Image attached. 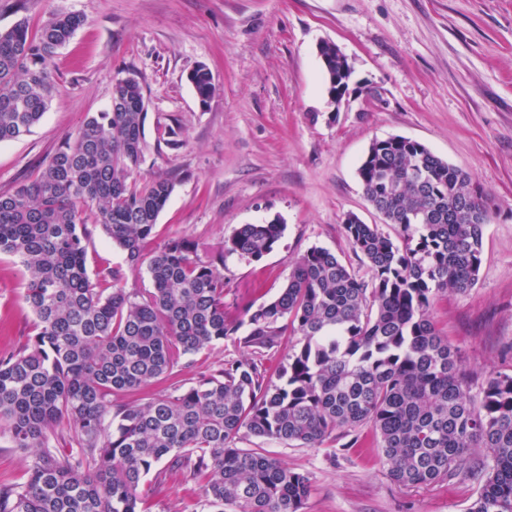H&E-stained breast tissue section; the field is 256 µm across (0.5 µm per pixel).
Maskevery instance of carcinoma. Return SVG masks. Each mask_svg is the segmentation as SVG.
Wrapping results in <instances>:
<instances>
[{
  "mask_svg": "<svg viewBox=\"0 0 512 512\" xmlns=\"http://www.w3.org/2000/svg\"><path fill=\"white\" fill-rule=\"evenodd\" d=\"M82 23L57 12L35 34L23 21L0 31V143L41 120L55 93L50 62ZM318 53L338 108L336 83L354 67L334 43ZM190 81L210 98L205 67ZM146 117L141 82L117 79L108 110L88 117L33 180L0 194V254L23 268L36 325L20 350L0 356V432L32 451L27 480L0 487V512H141L139 487L153 471L197 485L211 512H301L309 476L238 440L318 448L365 424L396 484L473 476L481 486L467 512H512V375L487 376L471 397L460 350L430 317L440 295L478 282L487 194L415 140L372 141L359 181L396 236L355 215L344 222L370 278L312 247L275 299L233 324L224 257L272 252L285 230L278 218L239 225L206 260L198 243L169 240L144 290L124 288L114 268L90 280L88 215L137 271L173 193L168 177L136 178ZM287 332L296 344L271 374L267 357ZM226 339L248 356L172 381L180 355ZM153 386L137 405L114 400ZM65 437L73 447L61 452Z\"/></svg>",
  "mask_w": 512,
  "mask_h": 512,
  "instance_id": "carcinoma-1",
  "label": "carcinoma"
}]
</instances>
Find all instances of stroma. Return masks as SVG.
<instances>
[{
  "instance_id": "35a3bbf8",
  "label": "stroma",
  "mask_w": 512,
  "mask_h": 512,
  "mask_svg": "<svg viewBox=\"0 0 512 512\" xmlns=\"http://www.w3.org/2000/svg\"><path fill=\"white\" fill-rule=\"evenodd\" d=\"M83 25L54 56L56 93L29 133L0 144V193L32 180L55 150L108 109L118 77L137 75L147 104L139 178L175 189L142 254L171 238L209 254L241 224L280 218L285 231L261 260H226L224 312L273 299L292 263L323 247L360 276L367 266L344 231L347 214L369 224L357 168L370 143L403 136L467 172L490 198L477 285L437 299L431 319L461 351L478 395L488 372L512 373V0H0V30H37L57 11ZM332 41L378 99L340 110L327 103L317 46ZM205 66L215 91L200 101L189 74ZM88 272L122 269L128 289L146 273L94 232ZM19 264L0 255V355L32 336ZM375 432H337L318 448L244 437L305 473L302 512H466L479 484L458 476L407 489L389 478ZM143 512H201L198 487L172 474L147 477Z\"/></svg>"
}]
</instances>
